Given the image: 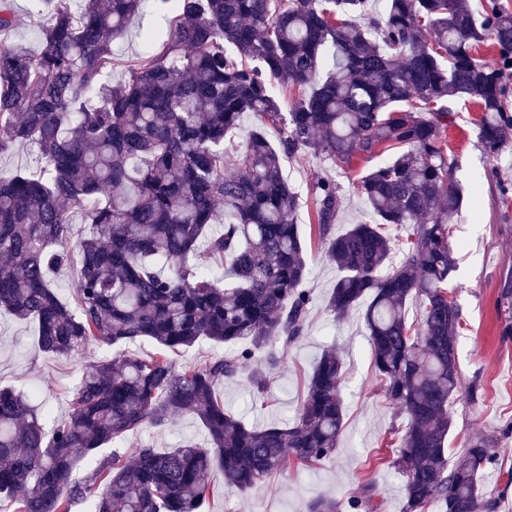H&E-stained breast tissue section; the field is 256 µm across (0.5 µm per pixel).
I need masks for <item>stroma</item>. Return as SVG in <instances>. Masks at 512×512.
<instances>
[{
    "mask_svg": "<svg viewBox=\"0 0 512 512\" xmlns=\"http://www.w3.org/2000/svg\"><path fill=\"white\" fill-rule=\"evenodd\" d=\"M12 7L16 24L0 39L38 47L44 13L34 0H13ZM166 27L165 13L154 0H144L127 34L113 46L112 68L105 72V81L115 83L126 77L128 62L146 49L145 30L160 33ZM450 107L453 120L441 135L448 148L450 176L463 187L465 200L450 226L456 270L448 289L461 310L457 349L464 390L449 406L453 419L449 452L458 455L475 436L494 439L497 465L488 470L484 490L488 498L498 501V512H512V435L503 432L512 420V338L503 334L512 325V144L497 156H487L478 139V108L460 100L452 101ZM380 162V157L362 156L339 168L313 153L283 158L284 176L299 193L296 218L307 244L306 286L312 291V303L305 334L289 346L284 365L270 374L266 405L255 404L250 395V371L259 367V360H251L248 370L220 388L225 406L251 425L286 420L294 415L323 350L336 345L343 361L345 409L336 452L311 467L289 464L245 493L216 483L205 512H308L310 501L318 495L344 503L368 489L375 494L379 512H404V479L384 461L389 432L402 421L382 396L361 311L335 316L326 309L338 272L324 257L313 215L312 187L318 179L328 178L336 182L341 200L336 231L371 221L356 182ZM0 334L7 338L0 344V384L23 387L55 420L66 415L68 393L85 366L113 354L111 346L100 342L76 358L43 354L36 347L34 324L4 312L0 313ZM187 439L201 447L207 444L203 426L181 416L163 428H142L119 448L124 452L143 444L174 448Z\"/></svg>",
    "mask_w": 512,
    "mask_h": 512,
    "instance_id": "obj_1",
    "label": "stroma"
}]
</instances>
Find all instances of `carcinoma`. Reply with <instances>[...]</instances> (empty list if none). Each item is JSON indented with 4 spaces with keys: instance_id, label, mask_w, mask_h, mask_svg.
Here are the masks:
<instances>
[{
    "instance_id": "obj_1",
    "label": "carcinoma",
    "mask_w": 512,
    "mask_h": 512,
    "mask_svg": "<svg viewBox=\"0 0 512 512\" xmlns=\"http://www.w3.org/2000/svg\"><path fill=\"white\" fill-rule=\"evenodd\" d=\"M41 43L0 44V154L35 148L37 171L0 179V311L36 325L40 352L74 357L93 341L117 349L89 365L69 395L66 419L21 389L0 386V500L15 512H203L215 483L240 492L336 452L344 425L342 359L326 349L291 421L256 428L230 412L218 388L265 352L251 378L265 401L267 372L297 342L312 302L307 248L296 224L298 194L285 155L324 154L335 165L393 152L362 176L371 223L335 232L340 196L315 185L314 218L339 275L326 304L364 311L376 377L405 425L389 464L404 477V512L496 509L479 480L496 465L492 440L474 438L453 462L449 402L460 391L461 313L448 299L455 261L449 227L464 191L449 177L440 129L451 99L481 112L478 139L494 157L512 129V11L484 0H158L171 14L128 77L102 82L142 0H39ZM15 26L0 0V32ZM488 42L494 61L475 50ZM297 92L281 110L274 87ZM256 118L247 148L224 145L244 113ZM278 142L269 138V129ZM85 210L74 233L71 213ZM411 225L391 256L388 229ZM70 270L66 299L54 275ZM420 301L417 323L406 304ZM154 343L143 356L128 350ZM208 340L224 353L177 367L168 353ZM198 420L208 447L142 445L103 454L147 425ZM96 461L80 480L76 463ZM377 512L374 493L348 502ZM308 512H342L318 495Z\"/></svg>"
}]
</instances>
